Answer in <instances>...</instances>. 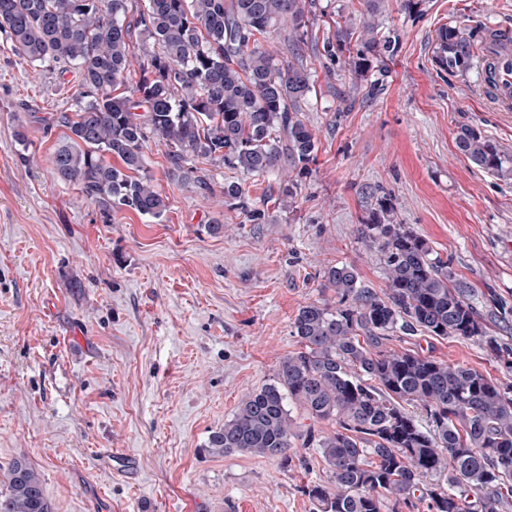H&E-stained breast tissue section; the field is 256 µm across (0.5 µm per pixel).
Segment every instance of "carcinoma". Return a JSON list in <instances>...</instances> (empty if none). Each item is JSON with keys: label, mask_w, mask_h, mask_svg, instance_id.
<instances>
[{"label": "carcinoma", "mask_w": 512, "mask_h": 512, "mask_svg": "<svg viewBox=\"0 0 512 512\" xmlns=\"http://www.w3.org/2000/svg\"><path fill=\"white\" fill-rule=\"evenodd\" d=\"M388 0H362L358 23L345 21L323 56L364 79L368 55L394 52L382 33ZM315 0H0V34L12 53L38 67L76 74L73 114L51 158L53 178L77 186L105 213L130 209L160 219L167 208L149 174L146 150L162 146L175 165L218 162L244 178L273 177L292 206L291 173L313 161L315 130L303 112L313 88L303 64ZM276 34L292 60L265 42ZM435 62L450 74L490 65L472 36L438 28ZM130 85L129 94H117ZM473 165L512 180V153L474 127L455 137ZM114 158L119 165L107 161ZM219 198L251 224L267 208L231 178ZM357 239L378 254L380 292L356 270L334 265L321 287L329 298L298 309L292 336L300 350L281 359L273 383L248 393L205 451L287 462L288 451L319 448L326 483L306 486L313 512H504L512 504V388L464 365L383 347L397 334L456 337L502 351L454 280L450 262L396 221L380 197ZM421 410L419 420L412 408ZM311 421H331L318 435ZM0 512H53L38 472L15 460L0 492Z\"/></svg>", "instance_id": "1"}]
</instances>
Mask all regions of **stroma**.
I'll list each match as a JSON object with an SVG mask.
<instances>
[{
  "mask_svg": "<svg viewBox=\"0 0 512 512\" xmlns=\"http://www.w3.org/2000/svg\"><path fill=\"white\" fill-rule=\"evenodd\" d=\"M361 9L360 0H316V43L334 36L338 14ZM445 24L482 44L512 31V0H389L383 27L399 44L365 80L326 76L321 52H306L315 90L305 117L318 152L295 175L293 207L279 204L276 180L246 181L267 204L266 224L212 195L227 169L201 163L202 186L154 145L147 166L168 204L162 219L104 215L54 181L50 159L65 132L56 118L74 112L78 80L0 41V491L22 459L54 512H312L305 486L329 479L317 449H298L284 466L205 446L296 350L292 322L321 298L327 267H354L364 285L384 288L379 258L356 232L371 187L450 259L490 334L512 347V180L455 146L468 125L512 151V110L477 72L439 69L433 46ZM210 224L223 235L207 233ZM385 346L512 385V370L479 344L420 333ZM106 448L132 458L127 476L113 474Z\"/></svg>",
  "mask_w": 512,
  "mask_h": 512,
  "instance_id": "obj_1",
  "label": "stroma"
}]
</instances>
